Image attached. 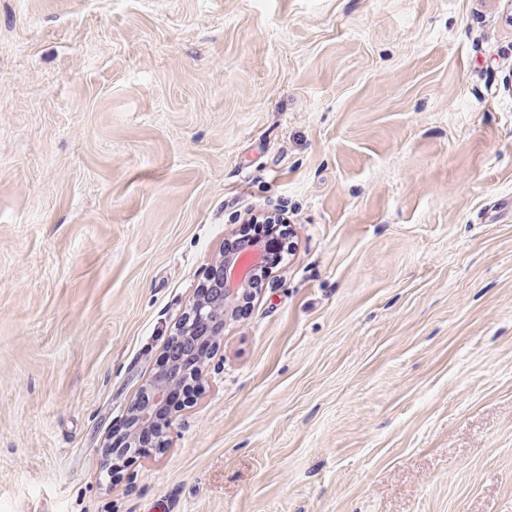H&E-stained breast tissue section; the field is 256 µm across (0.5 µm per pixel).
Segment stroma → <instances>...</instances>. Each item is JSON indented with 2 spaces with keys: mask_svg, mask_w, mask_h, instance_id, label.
<instances>
[{
  "mask_svg": "<svg viewBox=\"0 0 512 512\" xmlns=\"http://www.w3.org/2000/svg\"><path fill=\"white\" fill-rule=\"evenodd\" d=\"M273 209L287 261L106 473ZM0 512H512L505 0H0ZM251 246L259 249L261 254L259 261L248 257L246 252ZM251 246L243 247L235 253H223L222 259L218 263L225 266L224 279L215 283L212 288L206 289L205 293H201L202 288L198 289L197 298L190 309L184 313L173 336H181V341L190 343L200 335L194 331L199 325H208L214 322L224 323V318L226 320L231 317L238 297L262 268V248L258 244ZM236 265H245L246 274L238 283L232 284L227 277V270Z\"/></svg>",
  "mask_w": 512,
  "mask_h": 512,
  "instance_id": "obj_1",
  "label": "stroma"
}]
</instances>
